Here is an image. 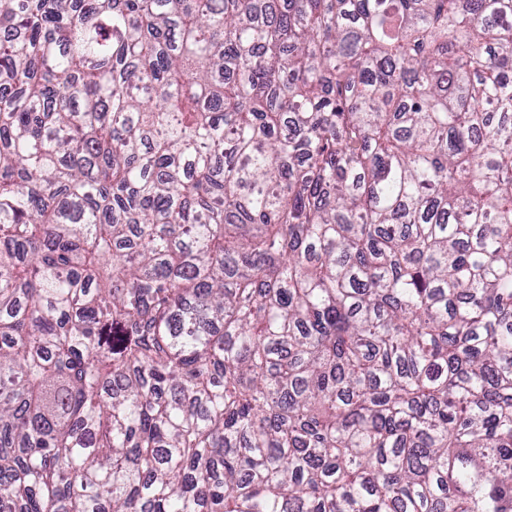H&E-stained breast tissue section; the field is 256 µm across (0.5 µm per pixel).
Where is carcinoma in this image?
<instances>
[{"label": "carcinoma", "mask_w": 512, "mask_h": 512, "mask_svg": "<svg viewBox=\"0 0 512 512\" xmlns=\"http://www.w3.org/2000/svg\"><path fill=\"white\" fill-rule=\"evenodd\" d=\"M0 512H512V0H0Z\"/></svg>", "instance_id": "obj_1"}]
</instances>
